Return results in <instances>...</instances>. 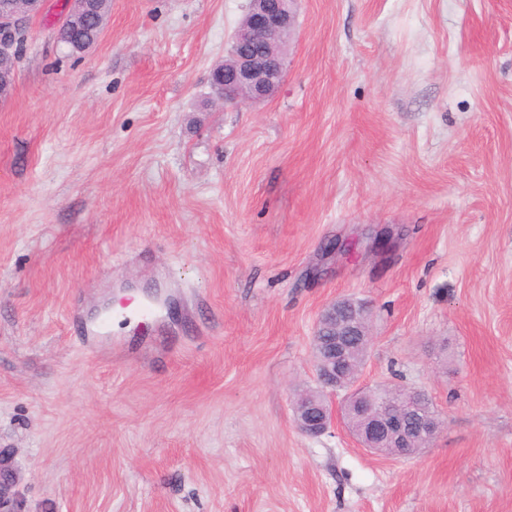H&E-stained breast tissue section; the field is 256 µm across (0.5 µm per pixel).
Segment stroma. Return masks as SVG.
<instances>
[{
    "instance_id": "obj_1",
    "label": "stroma",
    "mask_w": 512,
    "mask_h": 512,
    "mask_svg": "<svg viewBox=\"0 0 512 512\" xmlns=\"http://www.w3.org/2000/svg\"><path fill=\"white\" fill-rule=\"evenodd\" d=\"M248 0L29 22L0 101V448L24 512H512V0H299L287 72L214 106ZM175 318H144L148 287ZM359 383L429 393L410 458L293 423L322 308ZM110 309L109 333L93 326ZM68 10L62 16L59 29L79 31L89 25H94L100 30V35L105 27L106 19L103 14L101 2L96 0H67ZM67 30L60 32V43L64 44L71 52L70 44L74 36ZM361 306L357 309L356 303L349 299L329 304L319 316L314 336H319L317 333L319 327L330 325L334 329L336 336H360V341L357 345L363 344L368 349L372 340V334L369 327L367 307ZM357 312L360 315L358 327L352 324L348 325L345 330L342 315L352 313L354 316H357Z\"/></svg>"
}]
</instances>
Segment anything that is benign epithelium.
I'll use <instances>...</instances> for the list:
<instances>
[{"mask_svg": "<svg viewBox=\"0 0 512 512\" xmlns=\"http://www.w3.org/2000/svg\"><path fill=\"white\" fill-rule=\"evenodd\" d=\"M44 0H15V5L0 12V66L10 74L12 65L20 60L21 50L28 34V22L38 14ZM296 0H249L243 23L231 39V63L224 67L221 82H211L216 98L224 103L240 101L261 102L270 98L281 86L284 62L271 52V46L280 38L292 34L296 25ZM106 19L99 0H68V10L58 28L79 31L89 25L102 30ZM331 326L338 338L323 347L314 342L315 370L318 383L326 390L340 388L344 375L338 366L351 364V348L345 337H360L359 344L369 346L372 334L367 307H357L349 300L335 301L320 314L317 326ZM407 406H393L388 399L362 403L353 395L340 409L347 421L355 417L358 425L351 426L361 447L378 450L387 442L401 448L399 456L416 441H431L442 430L444 422L435 412L419 408L416 402L424 399L420 393H411ZM297 428L305 435L324 434L336 419L335 410L319 400L297 398L293 403ZM15 480L0 484V512H21V503L14 490Z\"/></svg>", "mask_w": 512, "mask_h": 512, "instance_id": "benign-epithelium-1", "label": "benign epithelium"}]
</instances>
